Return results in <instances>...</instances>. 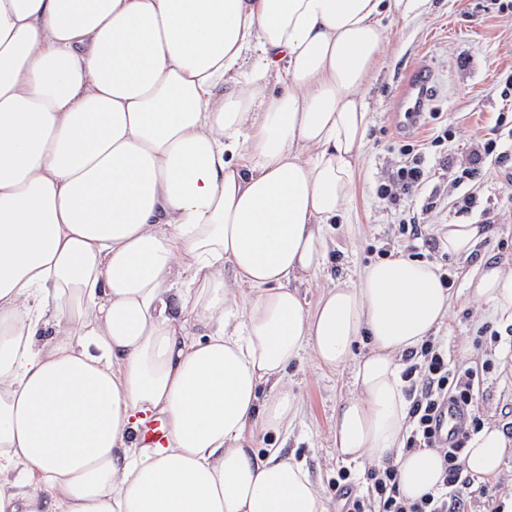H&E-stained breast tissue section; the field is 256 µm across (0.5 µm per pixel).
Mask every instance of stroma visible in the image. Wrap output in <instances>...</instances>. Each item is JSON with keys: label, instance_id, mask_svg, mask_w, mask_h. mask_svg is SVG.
I'll return each instance as SVG.
<instances>
[{"label": "stroma", "instance_id": "1", "mask_svg": "<svg viewBox=\"0 0 512 512\" xmlns=\"http://www.w3.org/2000/svg\"><path fill=\"white\" fill-rule=\"evenodd\" d=\"M379 75L367 93L371 124L358 159L348 216L331 233L326 273L344 281L395 252L439 266L453 292L463 293L475 267L512 268V156H484L476 176L462 177L474 148L512 143V0H433L430 14L388 24ZM432 75V94L417 127L396 114L398 92L417 68ZM422 158L425 177L397 201L379 188L398 168ZM473 197L461 209L463 197ZM444 224H482L489 235L466 260L449 257L439 240ZM506 323L478 305L459 303L439 336L452 366L484 368L475 412L483 422H512V355L498 341ZM350 371L327 373L312 362L293 370L301 413L288 439L298 459L340 512L336 479L344 463L333 446L334 413L348 394Z\"/></svg>", "mask_w": 512, "mask_h": 512}]
</instances>
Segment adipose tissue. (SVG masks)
<instances>
[{
    "instance_id": "adipose-tissue-1",
    "label": "adipose tissue",
    "mask_w": 512,
    "mask_h": 512,
    "mask_svg": "<svg viewBox=\"0 0 512 512\" xmlns=\"http://www.w3.org/2000/svg\"><path fill=\"white\" fill-rule=\"evenodd\" d=\"M432 0H0V512H328L285 447L288 369H353L335 445L436 490L404 355L439 268L386 257L306 305L370 124L385 19ZM467 295L512 321V273ZM368 351L355 356V343ZM166 422L164 444L143 421ZM487 424L465 472L497 476Z\"/></svg>"
}]
</instances>
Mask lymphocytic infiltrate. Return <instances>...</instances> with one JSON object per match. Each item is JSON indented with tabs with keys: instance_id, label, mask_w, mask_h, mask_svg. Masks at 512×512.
<instances>
[{
	"instance_id": "f902f5d3",
	"label": "lymphocytic infiltrate",
	"mask_w": 512,
	"mask_h": 512,
	"mask_svg": "<svg viewBox=\"0 0 512 512\" xmlns=\"http://www.w3.org/2000/svg\"><path fill=\"white\" fill-rule=\"evenodd\" d=\"M421 355L422 364L408 369L414 381L410 389L412 429L406 445L439 449L443 466L441 484L436 492L408 503L398 496L394 466L371 470L368 474L371 485L364 496L354 495L352 487L346 483L348 474L343 471L339 474L344 481L339 488L344 501L343 512H463L462 455L471 436L480 429V419L474 412L480 379L473 370L451 367L434 340L422 344ZM450 405L465 409L468 418L463 426L443 438L439 435L440 416Z\"/></svg>"
}]
</instances>
